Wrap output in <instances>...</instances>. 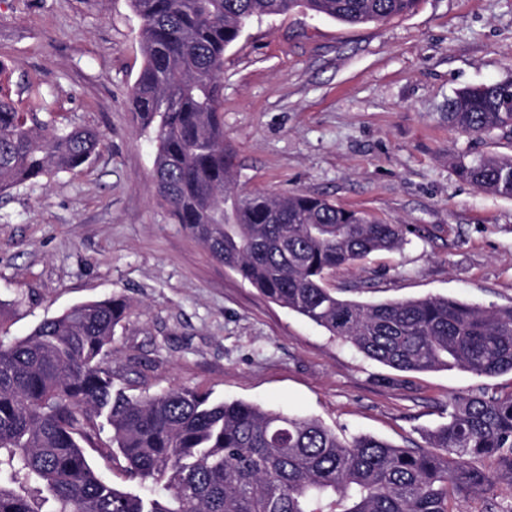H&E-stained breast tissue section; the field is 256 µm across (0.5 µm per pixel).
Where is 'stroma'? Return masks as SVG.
I'll list each match as a JSON object with an SVG mask.
<instances>
[{"mask_svg": "<svg viewBox=\"0 0 512 512\" xmlns=\"http://www.w3.org/2000/svg\"><path fill=\"white\" fill-rule=\"evenodd\" d=\"M130 0H0V98L100 131L83 167L0 195V338L109 296L129 310L109 366L130 393L186 387L345 436L426 447L452 400L512 393V373H403L364 357L215 260L155 196V147L130 94L143 67ZM512 80V0H419L349 26L299 9L250 22L224 53V140L242 192H307L408 230L402 247L337 267L363 302L444 296L512 305V198L459 180L450 156L512 155V138L448 126V100ZM512 504L497 481L454 512Z\"/></svg>", "mask_w": 512, "mask_h": 512, "instance_id": "obj_1", "label": "stroma"}]
</instances>
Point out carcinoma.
<instances>
[{"label": "carcinoma", "instance_id": "carcinoma-1", "mask_svg": "<svg viewBox=\"0 0 512 512\" xmlns=\"http://www.w3.org/2000/svg\"><path fill=\"white\" fill-rule=\"evenodd\" d=\"M419 0H131L144 66L131 93L153 135L156 194L224 266L271 302L366 357L401 372H512V306L448 297L366 303L327 287L329 272L401 246L404 228L304 192L234 189L221 115L224 51L247 21L302 8L343 24L381 22ZM0 98V193L87 163L102 140L58 127ZM448 126L512 135V80L448 102ZM451 167L477 188L512 197V156L458 154ZM128 305H74L27 336L0 342V512H454L453 496L512 483V393L454 399L429 448L370 435L341 438L315 418L177 387L133 395L107 365ZM110 426L107 442L97 422ZM140 492L105 481L90 452ZM495 463L493 472L469 460Z\"/></svg>", "mask_w": 512, "mask_h": 512}]
</instances>
